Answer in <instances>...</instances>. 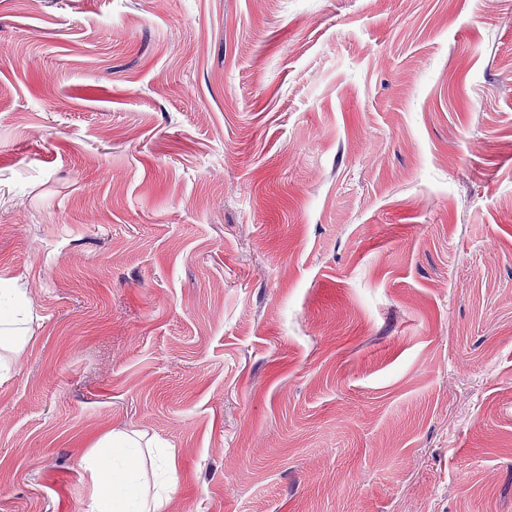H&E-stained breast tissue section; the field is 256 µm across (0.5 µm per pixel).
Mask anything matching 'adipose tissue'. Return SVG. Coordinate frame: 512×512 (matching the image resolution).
<instances>
[{"label": "adipose tissue", "mask_w": 512, "mask_h": 512, "mask_svg": "<svg viewBox=\"0 0 512 512\" xmlns=\"http://www.w3.org/2000/svg\"><path fill=\"white\" fill-rule=\"evenodd\" d=\"M29 311L18 289L0 287V370L8 369L24 342L14 327L26 323ZM143 437L114 430L101 436L84 457L93 485L97 512H162L163 490H148L143 480Z\"/></svg>", "instance_id": "ef3b65f1"}]
</instances>
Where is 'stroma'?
<instances>
[{"label":"stroma","instance_id":"stroma-1","mask_svg":"<svg viewBox=\"0 0 512 512\" xmlns=\"http://www.w3.org/2000/svg\"><path fill=\"white\" fill-rule=\"evenodd\" d=\"M0 512H512V0H0ZM29 310L17 288H3L0 281V370L9 368L24 346V341L14 334L17 324H26ZM138 432L112 430L101 436L84 457V468L93 485L97 512H162L166 487L150 494L143 477Z\"/></svg>","mask_w":512,"mask_h":512}]
</instances>
